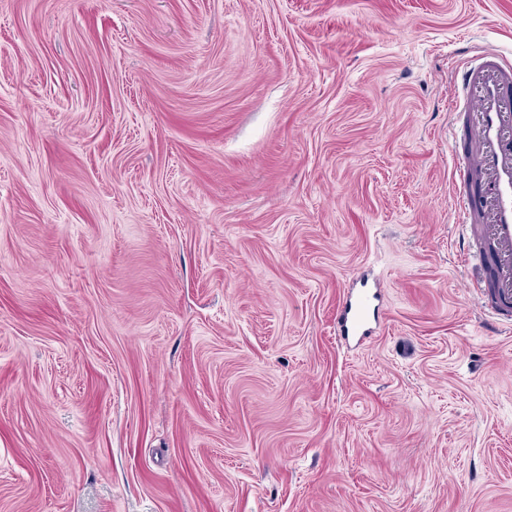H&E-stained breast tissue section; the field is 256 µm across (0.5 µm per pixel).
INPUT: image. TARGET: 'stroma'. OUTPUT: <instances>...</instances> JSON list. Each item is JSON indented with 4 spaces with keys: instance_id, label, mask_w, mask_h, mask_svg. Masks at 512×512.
<instances>
[{
    "instance_id": "35a3bbf8",
    "label": "stroma",
    "mask_w": 512,
    "mask_h": 512,
    "mask_svg": "<svg viewBox=\"0 0 512 512\" xmlns=\"http://www.w3.org/2000/svg\"><path fill=\"white\" fill-rule=\"evenodd\" d=\"M476 47L512 0H0V512H512ZM369 279L363 282L362 288H351L346 296L339 314V335L344 339L350 336H371L374 328L370 326L369 318L375 302L381 300V286L373 281L372 286L367 287Z\"/></svg>"
}]
</instances>
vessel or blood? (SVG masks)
Wrapping results in <instances>:
<instances>
[{
  "label": "vessel or blood",
  "instance_id": "vessel-or-blood-1",
  "mask_svg": "<svg viewBox=\"0 0 512 512\" xmlns=\"http://www.w3.org/2000/svg\"><path fill=\"white\" fill-rule=\"evenodd\" d=\"M459 74L448 106L454 110L459 100L468 103L472 149L456 155L454 163L479 181L457 188L455 212L484 246L480 253L464 250V259L484 264L496 283L479 306L503 327L512 324V59L482 50L463 59ZM380 299V284L351 289L339 314L340 336L372 335L370 312Z\"/></svg>",
  "mask_w": 512,
  "mask_h": 512
}]
</instances>
